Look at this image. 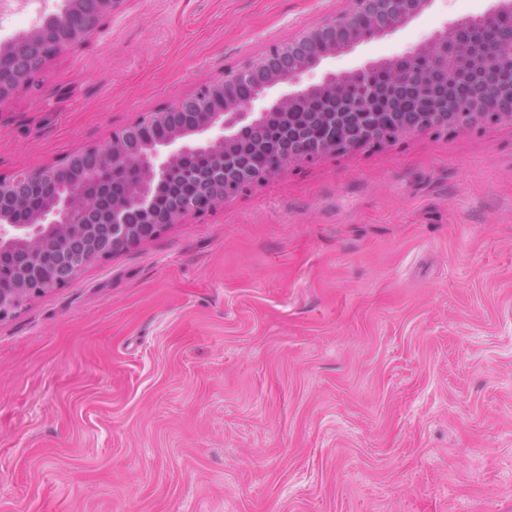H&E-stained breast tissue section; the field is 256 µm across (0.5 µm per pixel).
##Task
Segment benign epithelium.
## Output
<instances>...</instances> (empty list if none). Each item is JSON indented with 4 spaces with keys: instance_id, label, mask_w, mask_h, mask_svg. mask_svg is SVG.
Instances as JSON below:
<instances>
[{
    "instance_id": "1",
    "label": "benign epithelium",
    "mask_w": 512,
    "mask_h": 512,
    "mask_svg": "<svg viewBox=\"0 0 512 512\" xmlns=\"http://www.w3.org/2000/svg\"><path fill=\"white\" fill-rule=\"evenodd\" d=\"M123 0H61L59 12L34 26L16 42L0 47V106L35 86L46 62L64 52L87 46L104 28ZM433 0H350V9L325 19L264 56L224 72L179 97L170 107L148 112L112 133L103 144L86 146L53 166H38L0 176V275L12 278L0 289V321L12 317L32 300L62 288L93 264L137 245L150 231H162L186 216H203L230 197L248 193L261 180L236 151L241 135L260 134L267 125L301 115L319 98L324 108L307 127L288 132L325 139L328 128L346 129L347 148L356 151L425 133L386 119L391 102L408 97L418 112H438L447 120L442 131L479 130L489 124L512 126V45L503 48L482 38L485 29H512V0L480 14L466 15L431 34L421 45L348 70L321 69L323 62L373 39L387 36L418 17ZM474 33L467 47L457 34ZM390 85L378 82L380 73ZM461 78L481 85V93L463 103L440 98L435 80L451 85ZM347 82L352 93L336 96V84ZM249 85L254 92L224 101L231 86ZM209 153L208 170H180L191 155ZM109 165L129 167L140 181L118 195L112 185L97 181L86 165L89 156ZM297 146L277 153L265 178L290 164L312 165ZM45 183L58 185L56 195L29 212V199ZM87 188L97 203L74 217L77 192ZM168 193L174 204L164 214L157 197ZM209 199L202 210L199 200Z\"/></svg>"
}]
</instances>
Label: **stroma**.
<instances>
[{"label": "stroma", "mask_w": 512, "mask_h": 512, "mask_svg": "<svg viewBox=\"0 0 512 512\" xmlns=\"http://www.w3.org/2000/svg\"><path fill=\"white\" fill-rule=\"evenodd\" d=\"M348 8L123 0L0 108V175ZM0 512H512V126L288 167L1 321Z\"/></svg>", "instance_id": "35a3bbf8"}]
</instances>
